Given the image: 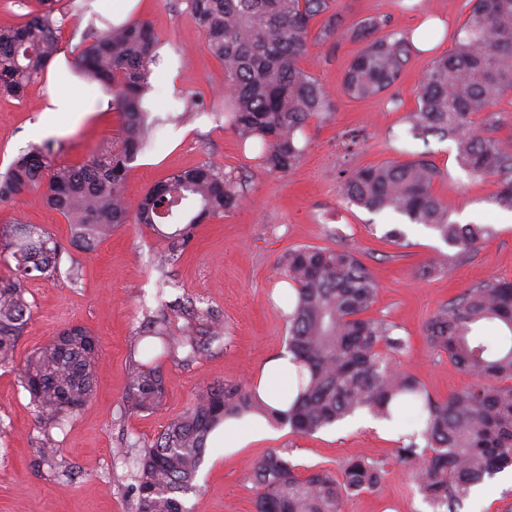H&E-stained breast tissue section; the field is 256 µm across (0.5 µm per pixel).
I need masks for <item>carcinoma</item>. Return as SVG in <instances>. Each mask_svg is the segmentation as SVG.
I'll return each instance as SVG.
<instances>
[{
  "instance_id": "carcinoma-1",
  "label": "carcinoma",
  "mask_w": 512,
  "mask_h": 512,
  "mask_svg": "<svg viewBox=\"0 0 512 512\" xmlns=\"http://www.w3.org/2000/svg\"><path fill=\"white\" fill-rule=\"evenodd\" d=\"M203 31L208 53L224 66V118L242 142H259L262 165L286 174L299 166L305 147L299 133L326 111L329 97L298 60L308 52L315 19L327 16L318 39L344 34L363 43L344 76L346 93L374 97L395 84L412 50L411 37L387 32L373 16L347 24L335 0H185ZM454 47L435 58L415 89L410 133L455 142L461 168L478 177L496 175L495 203L512 210V146L478 128L472 117L492 112L512 92V0H470ZM58 0H36L29 19L0 27V97L22 98L59 54ZM158 37L144 21L114 23L98 14L88 24L77 54L76 74L97 83L121 112L120 137L77 165L54 163L50 145L32 144L0 175V202L29 190L70 224L71 243L91 249L123 224H144L169 240L163 262L175 260L194 239L197 225L221 219L242 201L240 182L211 164L177 170L140 198L135 212L125 200L130 164L148 145L159 118L144 99ZM435 167L424 159L393 161L341 177L339 191L370 211H393L433 230L448 246L467 253L494 236L489 225L456 224L433 191ZM63 251L34 224H0V368H17L39 422L57 426L94 396L98 337L72 325L16 365L15 348L31 312L22 284L51 280ZM290 296L288 373L293 400L286 410L263 402L238 382L207 386L173 418L155 441L138 450L132 512H186L181 496L195 490L211 432L224 420L252 412L297 434L331 427L358 411L383 419L415 412L420 432L395 448L401 461L421 460L414 480L434 512H458L473 487L512 469V280L491 279L440 305L427 321L429 347L477 381L444 400L434 398L414 375L395 366L408 343L395 326L367 316L377 297L368 267L351 251L302 246L285 261ZM200 335L175 338L164 323L139 336L141 360L132 363L122 398L129 412L158 408L165 395L159 358L178 348L192 359L223 339L210 311ZM383 466L350 459L340 475L304 474L277 450L255 460L249 479L257 489L254 512H343L344 501L376 490Z\"/></svg>"
}]
</instances>
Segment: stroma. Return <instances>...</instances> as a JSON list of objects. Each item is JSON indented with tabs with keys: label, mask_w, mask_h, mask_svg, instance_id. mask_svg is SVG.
Instances as JSON below:
<instances>
[{
	"label": "stroma",
	"mask_w": 512,
	"mask_h": 512,
	"mask_svg": "<svg viewBox=\"0 0 512 512\" xmlns=\"http://www.w3.org/2000/svg\"><path fill=\"white\" fill-rule=\"evenodd\" d=\"M335 9L349 23L385 17L390 29L401 33L433 17L453 31L468 13L466 0H336ZM129 16L154 29L155 68L173 75L169 82L151 80L147 106L164 123L126 175L129 206L169 173L203 163L241 180L244 199L224 218L198 225L191 246L161 270L156 259L168 242L145 225H122L85 251L71 244L67 222L43 205L37 192L0 204V224L17 219L37 225L64 250L55 279L24 284L33 315L18 342L17 360L73 324L89 328L100 346L94 399L50 430L38 423L16 372L0 369V512H131L134 482L121 461L127 445L153 442L203 387L255 382L265 364L286 351L284 263L291 249L331 247L360 255L378 284L371 317L392 323L409 342L408 353L396 360L398 368L417 376L438 399L463 390L473 378L429 348L423 335L427 319L439 304L472 285L492 277L512 280V212L494 201L498 179L463 170L454 141L408 133L406 115L417 106L415 88L430 62L453 49L452 38L439 39L428 51H413L397 82L364 100L343 89L360 43L349 38L311 42L299 65L325 88L329 109L301 133L306 147L301 164L279 175L260 166L256 151L241 147L223 118L213 114L211 106L224 90V69L207 53L205 35L183 0H140ZM55 91L46 80L31 86L23 100L0 99V173L35 141L40 109ZM71 92L86 116L78 122L59 117L48 131L61 164L83 161L102 142L119 137L122 128L120 113L108 106L109 95L92 102L81 87ZM192 98L203 101L204 110L188 111ZM415 158L438 170L433 190L447 205L450 221L495 229L488 243L426 276L421 266L447 250L432 231L396 214L370 213L338 190L341 172ZM394 228L405 233L407 247L386 241V232ZM163 275L175 284L168 297L176 306L167 313L173 333L203 329L197 312L207 309L223 320L224 343L190 361L180 355L163 359L162 407L129 414L122 408L129 363L136 337L158 308L156 282ZM48 441L58 450L52 463L40 453ZM398 443V437L356 417L303 436L272 423L266 436L245 447L207 449L198 490L182 502L186 512H253L256 490L249 466L278 448L304 473H336L353 458L383 464L387 475L381 487L346 499L343 512H432L411 478V466L394 457Z\"/></svg>",
	"instance_id": "35a3bbf8"
}]
</instances>
